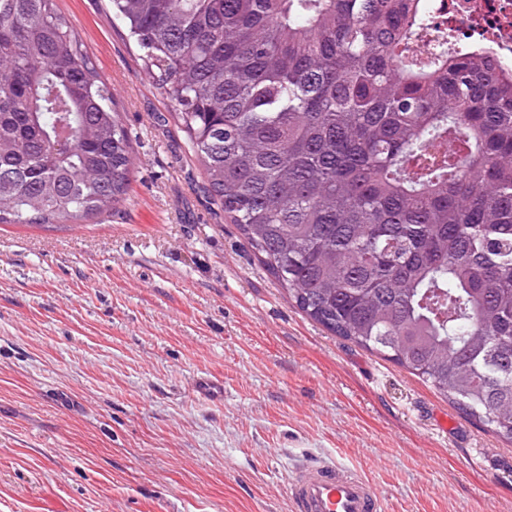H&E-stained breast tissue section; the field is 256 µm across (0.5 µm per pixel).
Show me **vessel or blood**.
I'll return each instance as SVG.
<instances>
[{
  "label": "vessel or blood",
  "instance_id": "1",
  "mask_svg": "<svg viewBox=\"0 0 512 512\" xmlns=\"http://www.w3.org/2000/svg\"><path fill=\"white\" fill-rule=\"evenodd\" d=\"M292 512H384L378 487L332 458L300 465L288 482Z\"/></svg>",
  "mask_w": 512,
  "mask_h": 512
}]
</instances>
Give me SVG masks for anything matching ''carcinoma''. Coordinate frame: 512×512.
Wrapping results in <instances>:
<instances>
[{"label":"carcinoma","instance_id":"1","mask_svg":"<svg viewBox=\"0 0 512 512\" xmlns=\"http://www.w3.org/2000/svg\"><path fill=\"white\" fill-rule=\"evenodd\" d=\"M212 204L298 308L512 441V74L424 56L420 0H109ZM131 138L56 0H0V224L128 193Z\"/></svg>","mask_w":512,"mask_h":512}]
</instances>
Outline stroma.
<instances>
[{"label":"stroma","mask_w":512,"mask_h":512,"mask_svg":"<svg viewBox=\"0 0 512 512\" xmlns=\"http://www.w3.org/2000/svg\"><path fill=\"white\" fill-rule=\"evenodd\" d=\"M57 6L133 174L111 213L0 224V512H291L289 476L322 457L385 512H512V443L303 313L198 191L176 107L107 0Z\"/></svg>","instance_id":"1"}]
</instances>
